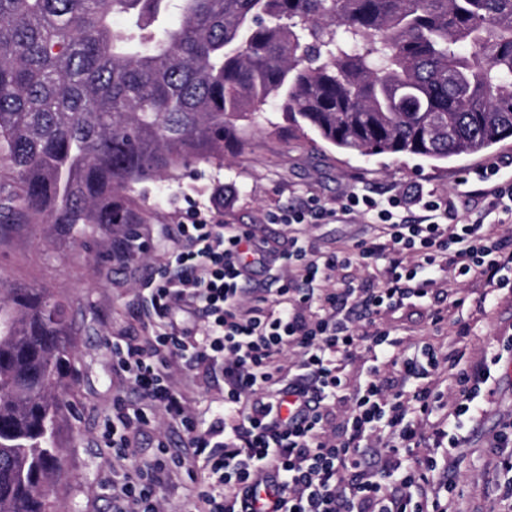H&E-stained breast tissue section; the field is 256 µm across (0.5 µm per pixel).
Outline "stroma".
Listing matches in <instances>:
<instances>
[{
    "instance_id": "obj_1",
    "label": "stroma",
    "mask_w": 512,
    "mask_h": 512,
    "mask_svg": "<svg viewBox=\"0 0 512 512\" xmlns=\"http://www.w3.org/2000/svg\"><path fill=\"white\" fill-rule=\"evenodd\" d=\"M262 111L267 124L251 129L243 144L228 145L223 163L198 160L174 175L136 185L148 215L130 227L144 247L130 264L113 263L112 234L96 225L69 233L48 224H17L0 232V278L60 295L73 344L68 383L76 414L58 429L67 477L51 486L54 512H110L101 482L111 451L102 432L118 382L112 377V348L106 338L132 326L152 259L172 247L177 225L201 211L224 224L250 225L269 249H286L295 237L302 245L329 252L367 233L371 216L327 218L295 229L277 223L276 215L312 198L334 209L353 191L384 199L405 190L423 197L453 195L459 214L475 217L485 202L477 194L474 169L495 162L502 176L512 175V139L442 163L415 156H361L301 135L283 118L278 101H268ZM465 177L471 180L468 195L458 186ZM463 314L472 324L468 355L494 354L500 335L512 329V293H500L487 313L467 307ZM381 321L399 329L409 353L422 342L442 343L454 332L448 325L434 334L421 305L384 312ZM511 365L512 353L504 354L495 368L493 394L481 396L483 424L461 455L457 480L464 488L463 512H507L512 507L499 499L496 458L485 447L501 423L512 419V377L505 375Z\"/></svg>"
}]
</instances>
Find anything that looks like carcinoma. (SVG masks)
Segmentation results:
<instances>
[{
    "label": "carcinoma",
    "mask_w": 512,
    "mask_h": 512,
    "mask_svg": "<svg viewBox=\"0 0 512 512\" xmlns=\"http://www.w3.org/2000/svg\"><path fill=\"white\" fill-rule=\"evenodd\" d=\"M270 98L343 152H484L512 139V0H0V219L139 224L136 185L224 160ZM71 356L60 300L0 294V512L51 509Z\"/></svg>",
    "instance_id": "1"
}]
</instances>
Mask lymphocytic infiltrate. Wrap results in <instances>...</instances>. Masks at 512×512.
<instances>
[{
    "mask_svg": "<svg viewBox=\"0 0 512 512\" xmlns=\"http://www.w3.org/2000/svg\"><path fill=\"white\" fill-rule=\"evenodd\" d=\"M497 173L493 164L480 169L487 208L474 219L433 196L423 204L430 221L398 222L394 213L412 204L409 195L382 205L350 193L340 210L373 214L370 237L330 254L290 247L282 255L287 278L266 295L246 294L253 266L266 261L249 230L199 214L180 225L176 251L159 258L142 284L140 332L112 345L113 374L138 395L134 402L113 396L103 422L104 443L122 470L120 480L104 482L112 512H160L159 493L178 471L190 483L182 512H453L457 483L439 494L431 477L456 467L458 449L470 442L463 428L479 425L481 390L500 358L466 360L461 346L471 326L462 317L453 320L447 348L426 344L410 355L398 352L394 331L378 318L442 288L448 304L430 311L438 328L449 309L485 308L512 286V246L491 219L512 214V184L494 183ZM380 261V287L343 274ZM473 276L484 290L469 301L458 283ZM292 350L298 359L288 367ZM369 353L375 364L349 389L346 362ZM385 364L397 387L383 379ZM217 371L223 401L193 412L199 381ZM434 373L452 393L430 382ZM344 396L351 408L338 436L331 404ZM436 413L448 428L444 462L420 452L422 425ZM160 419L183 446L170 450L155 436L153 452L142 455L140 439Z\"/></svg>",
    "mask_w": 512,
    "mask_h": 512,
    "instance_id": "1",
    "label": "lymphocytic infiltrate"
}]
</instances>
